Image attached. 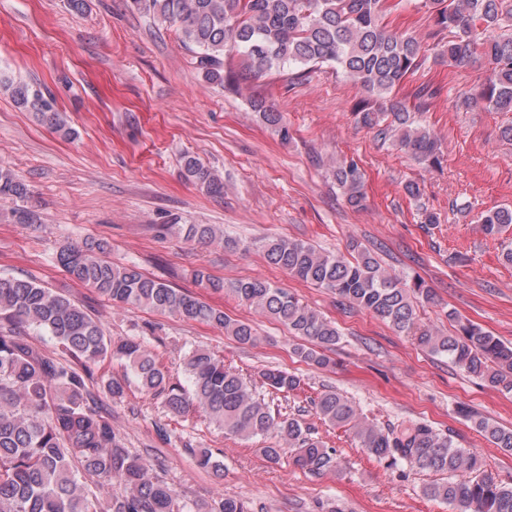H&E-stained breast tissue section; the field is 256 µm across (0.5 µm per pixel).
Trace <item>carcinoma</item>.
I'll return each mask as SVG.
<instances>
[{"label":"carcinoma","instance_id":"carcinoma-1","mask_svg":"<svg viewBox=\"0 0 512 512\" xmlns=\"http://www.w3.org/2000/svg\"><path fill=\"white\" fill-rule=\"evenodd\" d=\"M437 32H448L444 45L424 47L415 36L390 29L383 17L389 0H131L152 20L177 26L183 45L195 54L206 82L239 90L241 82L268 74L293 84L324 66L332 68L366 97L355 107L358 123L392 138L421 163H441L434 132L411 117L399 97L407 77L432 52L435 61L464 65L477 57L488 68L478 93L484 107L512 112V0H421ZM236 53L242 68L225 66ZM14 103L65 136L72 135L54 101L41 90L0 77ZM441 88L425 86L415 93L417 110ZM262 122L288 138L284 116L262 98L251 100ZM185 177L207 194H224V181L198 158L184 159ZM332 174L353 208L365 201L364 177L353 159L338 160ZM29 188L11 169L0 165V198L27 200ZM481 231L496 237L512 226V209H491L481 215ZM166 229L189 240L217 239L211 224H168ZM266 261L289 275L325 288L365 309L395 331L412 337L422 350L446 357L471 377L512 394V343L461 320L444 334L417 322L412 298L435 301L432 289L418 280L408 285L381 266L372 253L357 245L354 255L322 253L296 239H269L260 245ZM106 244H65L56 263L68 276L94 289L114 306L149 308L186 320L216 326L240 344L253 345L252 325L195 294L150 277L136 266H120L106 257ZM192 279L223 292L288 328L304 343L294 348L304 362L330 365L327 352L339 340L336 324L294 294L260 279L227 284L203 270ZM32 326L52 336L61 351L77 360L74 367L34 347L17 332ZM108 357L127 362L141 389L163 397L171 413L199 410L226 434L250 439L272 434L273 445L262 449L276 463L285 452L296 466L310 472L334 471L335 450L315 436L314 428L273 410L265 395L232 366L214 354L192 350L184 367L188 386L170 381L168 372L137 338L114 339L100 323L69 298L19 277H0V512H252L235 497L203 505L187 502L171 484L153 474L140 458L123 448L112 419L98 407L89 388L91 365ZM262 387L287 398L301 390L295 373L268 368L260 373ZM319 420L349 431L370 456L393 468L408 467L446 475L423 486L425 497L460 508V512H512V483L484 473L480 456L456 445L452 436L426 422L382 429L369 423L356 406L336 391L311 400ZM460 413L492 444L512 451V429L494 421ZM96 478L99 497L90 499L83 479Z\"/></svg>","mask_w":512,"mask_h":512}]
</instances>
